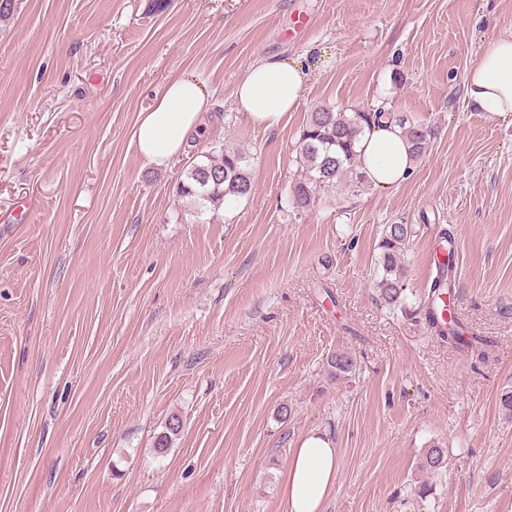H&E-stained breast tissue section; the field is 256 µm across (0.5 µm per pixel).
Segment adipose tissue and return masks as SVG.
<instances>
[{
    "mask_svg": "<svg viewBox=\"0 0 512 512\" xmlns=\"http://www.w3.org/2000/svg\"><path fill=\"white\" fill-rule=\"evenodd\" d=\"M307 74L297 61L266 56L252 63L235 86L233 96L243 116L268 130L279 127L299 103ZM463 89L472 107L499 116L512 114V36L484 44L478 60L465 74ZM214 92L200 75L169 80L155 92L151 105L138 113L132 144L150 165L165 166L201 134L202 116ZM360 162L369 181L388 189L414 172L415 162L400 128L384 121L361 140ZM339 457L322 434L303 438L291 451L281 494L287 512H322L339 469Z\"/></svg>",
    "mask_w": 512,
    "mask_h": 512,
    "instance_id": "adipose-tissue-1",
    "label": "adipose tissue"
}]
</instances>
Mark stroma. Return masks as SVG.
<instances>
[{
	"mask_svg": "<svg viewBox=\"0 0 512 512\" xmlns=\"http://www.w3.org/2000/svg\"><path fill=\"white\" fill-rule=\"evenodd\" d=\"M501 36L512 0H16L0 22V512H286L290 450L313 432L340 457L323 512H512V116L462 88ZM279 54L308 81L265 130L233 91ZM185 72L214 106L157 168L131 144L136 116ZM322 105L408 115L430 147L399 186L296 209ZM210 143L245 149L256 189L194 219L173 186ZM387 224L412 227L416 296L456 227L455 312L495 341L488 362L376 301ZM336 350L355 378H329ZM434 442L448 466L426 479ZM182 428L183 423L178 415L174 414L168 418L165 430L157 437L155 442V452L158 456L162 457L167 453L176 436L182 431Z\"/></svg>",
	"mask_w": 512,
	"mask_h": 512,
	"instance_id": "1",
	"label": "stroma"
}]
</instances>
